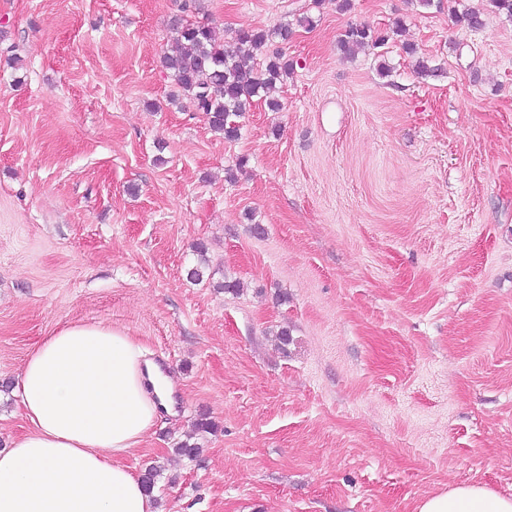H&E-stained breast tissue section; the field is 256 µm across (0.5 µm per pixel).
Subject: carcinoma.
Segmentation results:
<instances>
[{
	"label": "carcinoma",
	"mask_w": 512,
	"mask_h": 512,
	"mask_svg": "<svg viewBox=\"0 0 512 512\" xmlns=\"http://www.w3.org/2000/svg\"><path fill=\"white\" fill-rule=\"evenodd\" d=\"M484 6L466 10L460 18L467 27L483 26ZM291 29H246L239 32L235 49L227 51L215 28L206 22H178L173 26L175 50L163 56L162 67L184 96L209 116L213 131L226 139L240 135L239 118L256 97L275 111L280 103L271 93L293 63L279 53L267 54L273 37L286 41ZM389 36L365 24H350L339 42L340 51L351 55L364 48L384 46Z\"/></svg>",
	"instance_id": "carcinoma-1"
}]
</instances>
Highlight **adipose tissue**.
I'll return each instance as SVG.
<instances>
[{
    "label": "adipose tissue",
    "instance_id": "adipose-tissue-1",
    "mask_svg": "<svg viewBox=\"0 0 512 512\" xmlns=\"http://www.w3.org/2000/svg\"><path fill=\"white\" fill-rule=\"evenodd\" d=\"M141 342L67 323L28 355L17 388L24 434L0 450V512H157L124 459L170 399ZM415 512H512V496L458 484Z\"/></svg>",
    "mask_w": 512,
    "mask_h": 512
}]
</instances>
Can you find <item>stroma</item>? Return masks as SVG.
<instances>
[{
	"mask_svg": "<svg viewBox=\"0 0 512 512\" xmlns=\"http://www.w3.org/2000/svg\"><path fill=\"white\" fill-rule=\"evenodd\" d=\"M479 3L0 0V448L34 346L101 322L174 383L178 416L125 459L161 464L160 512L512 496V18L457 22ZM180 19L229 45L289 25L280 109L212 131L160 65ZM388 39L389 36L387 34L368 25L349 24L339 42V48L343 54L351 55L359 49L382 47L387 43Z\"/></svg>",
	"mask_w": 512,
	"mask_h": 512,
	"instance_id": "1",
	"label": "stroma"
}]
</instances>
